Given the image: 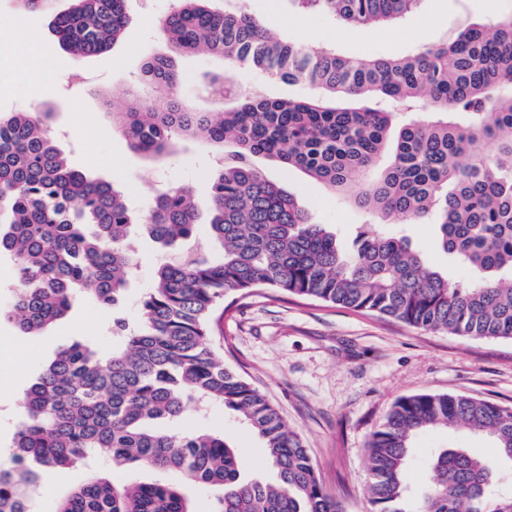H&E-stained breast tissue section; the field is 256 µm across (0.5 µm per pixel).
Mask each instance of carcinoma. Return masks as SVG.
Returning a JSON list of instances; mask_svg holds the SVG:
<instances>
[{"mask_svg":"<svg viewBox=\"0 0 512 512\" xmlns=\"http://www.w3.org/2000/svg\"><path fill=\"white\" fill-rule=\"evenodd\" d=\"M14 0L41 11L78 59L115 45L130 22L128 0ZM214 0H176L159 21L168 53L145 60L140 84L166 98L153 112L132 90L112 110V126L133 151L157 161L193 139L221 155L210 187L208 228L221 258L188 247L198 215L192 188L154 192L148 213L110 181L74 168L48 130L50 112L0 113V255L11 260L13 297L0 324L33 336L87 297L119 303L137 262L126 240L134 224L179 254L161 263L134 328L114 323L109 355L75 341L62 346L24 393L12 465L0 463V512H30L38 475L91 458L114 467L175 471L214 495L213 512H343L323 486L300 435L208 345L212 314L226 298L262 289L373 312L402 323L473 338L512 339V14L465 21L455 37L392 59L351 61L273 34L244 9ZM356 27L380 26L421 0H290ZM205 52L232 68L288 83L314 97L246 95L226 74L236 105L204 112L178 94L175 57ZM431 103V118L383 107ZM494 153L486 154L487 146ZM264 158L300 170L372 216V224L434 225L442 249L470 272L454 281L427 264L405 236L355 228L343 245L256 166ZM219 403L264 444L278 483L241 476L236 450L207 432L169 426ZM489 436L492 458L438 449L419 500L410 495L407 458L415 437L434 428ZM366 455L371 512H512V496L487 508L491 487L512 474V408L462 395L421 393L396 401L370 436ZM57 512H194L183 488L117 483L92 474Z\"/></svg>","mask_w":512,"mask_h":512,"instance_id":"obj_1","label":"carcinoma"}]
</instances>
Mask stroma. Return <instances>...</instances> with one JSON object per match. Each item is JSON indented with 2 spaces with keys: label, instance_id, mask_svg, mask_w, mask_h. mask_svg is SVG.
<instances>
[{
  "label": "stroma",
  "instance_id": "obj_1",
  "mask_svg": "<svg viewBox=\"0 0 512 512\" xmlns=\"http://www.w3.org/2000/svg\"><path fill=\"white\" fill-rule=\"evenodd\" d=\"M170 2L129 0L132 23L122 40L80 64L59 45L43 14H27L26 40L52 77L67 76L79 65L96 79L94 87L84 91L56 87L48 93L24 80L20 61L8 52V45L16 40V12L8 0H0V112L32 111L52 102V132L75 167L118 183L131 206L142 213L147 211L155 187L191 184L205 217L216 150L187 141L174 155L151 164L130 149L107 116L109 102L121 99L136 84L145 57L166 53L157 20ZM245 3L288 41L304 47H333L347 57H397L451 38L465 20H488L512 11V0H422L416 12L366 30L326 15L298 12L290 0ZM176 66L184 77L181 94L201 108L217 111V104L204 92L203 80L223 72V60L188 53L177 56ZM233 76L245 93L256 91L267 97L312 93L307 85L271 80L248 70L234 71ZM257 166L309 210L317 223L344 231L367 219L362 210L296 169L262 159ZM407 233L427 263L455 280L468 279V271L440 248L432 225L411 224ZM131 242L137 257L136 275L114 308L78 299L64 318L35 336L17 335L10 325L0 324V461L12 443L26 388L57 349L84 339L106 352L115 342L114 320L136 323L140 298L165 254L141 227H133ZM210 344L223 353L225 366L264 394L300 434L324 487L342 502L346 512L370 510L365 448L371 433L400 398L423 392L453 394L512 407L511 339L425 330L369 312L263 289L225 313ZM175 429H204L224 435L238 449L243 474L260 473L271 481L276 478L262 441L223 405H211L200 415L188 412ZM446 447L465 448L480 457L495 453L492 439L485 435L456 430L422 433L411 452L413 486H420L423 465L431 452ZM94 470L107 473L116 482L172 483L180 479L174 472L116 470L103 459L90 468L42 467L38 470L41 489L31 501V512H56L59 501Z\"/></svg>",
  "mask_w": 512,
  "mask_h": 512
}]
</instances>
